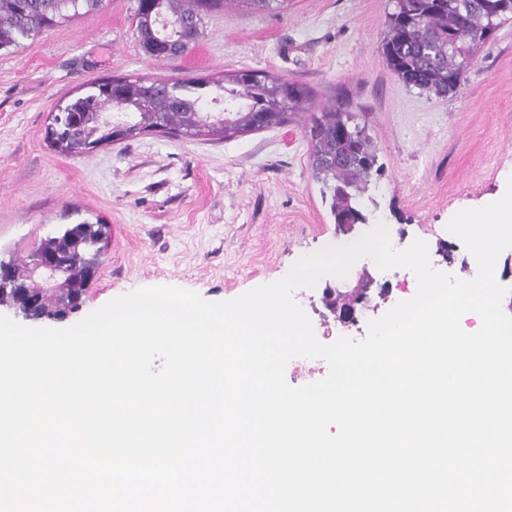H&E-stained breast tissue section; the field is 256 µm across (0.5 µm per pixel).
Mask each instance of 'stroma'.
<instances>
[{
  "instance_id": "obj_1",
  "label": "stroma",
  "mask_w": 512,
  "mask_h": 512,
  "mask_svg": "<svg viewBox=\"0 0 512 512\" xmlns=\"http://www.w3.org/2000/svg\"><path fill=\"white\" fill-rule=\"evenodd\" d=\"M134 7L106 0L0 55V259L24 257L80 219L111 229L102 271L69 324L138 288L228 301L281 279L301 254L346 240L314 176L304 112L228 141L148 132L85 155L54 152L45 135L56 105L99 77L264 69L307 87L314 106L345 103L365 115L383 166L363 199L372 222L389 224L401 247L424 240L433 267H443L445 246L453 267L471 271L472 255L446 226L512 176V22L481 46L456 93L439 98L405 86L381 54L392 0H288L274 13L230 5L206 18L191 51L164 59L141 48ZM353 269L390 290L361 309L357 325L334 319L321 286L296 292L332 341L365 338L390 297L417 290L405 268L363 259Z\"/></svg>"
}]
</instances>
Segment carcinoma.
<instances>
[{"label":"carcinoma","mask_w":512,"mask_h":512,"mask_svg":"<svg viewBox=\"0 0 512 512\" xmlns=\"http://www.w3.org/2000/svg\"><path fill=\"white\" fill-rule=\"evenodd\" d=\"M103 0H0V51H15L22 41L96 11ZM288 0H156L136 6V35L146 54L167 58L189 52L204 20L228 3L257 11L281 10ZM512 20V0H395L380 41L389 69L403 84L445 97L456 91L477 48ZM87 83L86 94L57 107L46 139L58 153L78 155L149 131L184 137L218 136L224 140L288 123L310 100L306 87L268 71L241 68L214 81L181 77L170 80L117 76ZM210 98L223 105L204 112ZM308 134L312 168L323 193L330 196L336 224L367 217L359 199L382 165L366 126L338 105L311 113ZM107 224L82 220L41 240L27 258L9 260L17 281L0 288V305L20 308L22 318L47 319L64 303L77 312L94 280L91 262L107 244ZM46 257L62 266L61 289L43 288L28 279L29 266ZM326 306L350 309V295L323 297Z\"/></svg>","instance_id":"cac0c4a2"}]
</instances>
